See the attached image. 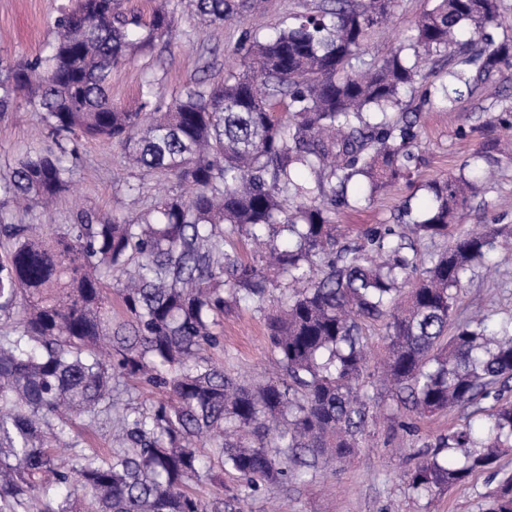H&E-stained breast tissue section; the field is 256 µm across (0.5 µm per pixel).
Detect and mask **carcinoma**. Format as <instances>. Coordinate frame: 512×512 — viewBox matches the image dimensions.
I'll return each mask as SVG.
<instances>
[{
    "instance_id": "1",
    "label": "carcinoma",
    "mask_w": 512,
    "mask_h": 512,
    "mask_svg": "<svg viewBox=\"0 0 512 512\" xmlns=\"http://www.w3.org/2000/svg\"><path fill=\"white\" fill-rule=\"evenodd\" d=\"M122 0H75L54 21L58 37L33 60L0 59V116L36 109L56 149L26 153L0 199L48 206L69 188L67 156L84 137L118 143L140 170L193 187L120 221L82 211L74 224H14L0 210V512L38 502L41 512H244L262 488L304 479L366 439L372 378L421 416L452 409L485 416L448 429L411 471L424 494L463 485L512 452V318L453 319L467 272L496 247L498 230H458L477 186L465 174L428 185L430 203L409 220L418 239L444 238L424 257L394 226L373 227L357 247L339 244L336 209L350 183L369 194L411 176L414 120L388 110L420 73L422 55L460 45L469 69L448 70L442 101L512 65L498 0H435L415 22L410 57L362 60L391 0H328L269 39L245 35L240 71L190 87L164 112L141 87L136 112L112 107V70L162 39L163 6L149 20ZM207 25L253 10L258 0H190ZM500 153L488 136L478 158ZM252 236L266 267L224 250V226ZM288 246L277 245L279 234ZM271 269L295 288L267 316L271 352L285 372L231 377L206 355L221 346L231 304L264 301ZM126 319L112 325L105 281ZM383 323L385 355L370 371L362 324ZM152 388L149 406L121 386ZM121 411L106 454L77 422ZM210 452L202 454L199 448ZM73 448V466L61 449ZM228 472L239 492L202 499L190 482ZM485 512H512V474L487 495Z\"/></svg>"
}]
</instances>
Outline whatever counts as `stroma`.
Returning a JSON list of instances; mask_svg holds the SVG:
<instances>
[{
    "mask_svg": "<svg viewBox=\"0 0 512 512\" xmlns=\"http://www.w3.org/2000/svg\"><path fill=\"white\" fill-rule=\"evenodd\" d=\"M68 0H0V57L22 60L46 55L56 37L55 17ZM433 0H392L391 23L369 41L364 58L381 62L407 47L414 20L431 9ZM175 13L171 31L133 62L114 69L109 95L115 107L134 111L141 105L140 87L146 79L156 83V105L167 107L197 82L212 84L238 71L235 49L245 25L233 16L221 25H203L188 0H169ZM458 59L456 50L434 54L412 87L403 91V109L419 114V146L410 163L412 177L390 190L369 194L365 185L348 190L351 205L333 217L345 229L344 242L356 243L376 225L395 224L400 209L420 213L429 202V182L459 172L472 164L488 130L487 121L512 109V68L496 75V95L465 92L454 108L443 107L430 90L447 81ZM48 131L37 112L20 107L0 119V177L9 176L16 159L30 150L50 145ZM139 185L138 193L127 190ZM173 178L156 179L130 168L118 145L82 142L73 159L71 186L56 202L54 223H73L78 211L104 215L136 213L162 195L187 193ZM461 224L505 227L486 261L469 271L457 302L458 319L476 311L488 313L489 325L512 318V160L501 159L490 181L480 183ZM288 297L282 284L270 285L262 305L239 304L224 313L223 349L213 359L233 376H282L267 338L266 318ZM367 446L346 460L330 461L313 477L256 494L252 512H483L486 493L500 476L512 473V455L502 457L497 473L471 477L464 487H450L419 495L408 486V475L426 458L430 444L449 427L464 423L466 414L453 410L419 417L398 408L387 386L374 392L370 408Z\"/></svg>",
    "mask_w": 512,
    "mask_h": 512,
    "instance_id": "1",
    "label": "stroma"
}]
</instances>
